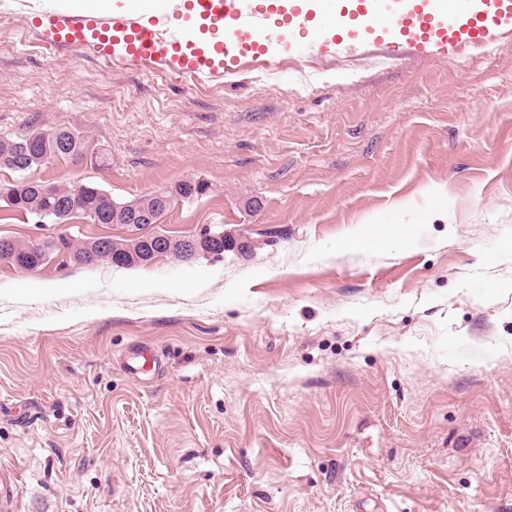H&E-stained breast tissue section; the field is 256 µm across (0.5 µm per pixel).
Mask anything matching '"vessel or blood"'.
<instances>
[{"instance_id": "b4317fda", "label": "vessel or blood", "mask_w": 512, "mask_h": 512, "mask_svg": "<svg viewBox=\"0 0 512 512\" xmlns=\"http://www.w3.org/2000/svg\"><path fill=\"white\" fill-rule=\"evenodd\" d=\"M432 0H421L413 14L394 13L381 16L387 34L405 37L422 44L459 42L473 46L487 45L501 39L512 26V0H484L479 14L464 18L448 14L439 18L431 11ZM199 13L223 21L224 40L207 53L190 38L187 30L176 24L175 0H162L153 14L130 7L94 21L71 15L64 0H52L45 10L47 26L54 34V45H83L86 29H95L101 48L120 50L126 55L164 61L169 69L194 79L222 77L225 68L258 59L273 65L274 57L262 39L269 18L263 8L245 5L244 0H190Z\"/></svg>"}]
</instances>
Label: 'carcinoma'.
<instances>
[{
    "label": "carcinoma",
    "instance_id": "carcinoma-1",
    "mask_svg": "<svg viewBox=\"0 0 512 512\" xmlns=\"http://www.w3.org/2000/svg\"><path fill=\"white\" fill-rule=\"evenodd\" d=\"M84 139L79 133L67 128H56L46 131H30L15 138H0V168L14 169L22 167L28 171L41 167L50 161L61 158L79 160L83 158ZM39 182L31 181L25 186H17L11 182H0V202L26 215H37L47 208V201L37 191ZM98 186L88 184L86 190L80 191L75 185L56 189L58 204L68 208L71 200L77 198L81 204L75 208L76 213L85 214L89 211L99 217V222L112 223V218H103L97 207ZM207 183L190 179L175 185L173 192L190 200L206 193ZM63 246L71 251L73 261L81 266H92L99 262H110L117 266L135 267L145 265L152 259L151 250L155 243L148 238L131 236L123 238H91L77 243L60 236L41 244L12 240L0 247V255L11 259V264L19 269L31 271L39 263V259L49 248ZM227 249L237 250L244 254L252 251V243L238 234L234 237L225 236L222 240H212L206 236L196 239L195 253L186 257L177 252L171 256L181 262H190L201 254L222 255Z\"/></svg>",
    "mask_w": 512,
    "mask_h": 512
}]
</instances>
